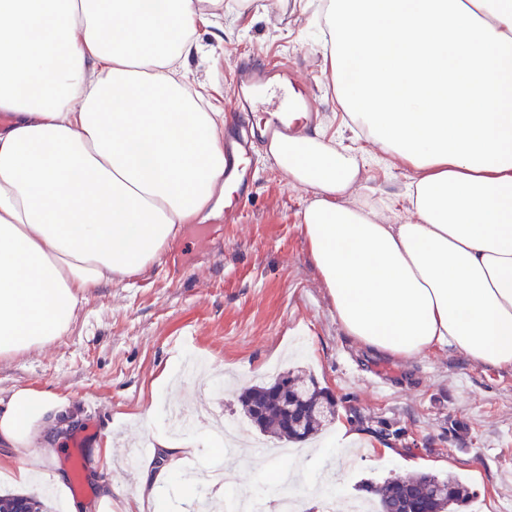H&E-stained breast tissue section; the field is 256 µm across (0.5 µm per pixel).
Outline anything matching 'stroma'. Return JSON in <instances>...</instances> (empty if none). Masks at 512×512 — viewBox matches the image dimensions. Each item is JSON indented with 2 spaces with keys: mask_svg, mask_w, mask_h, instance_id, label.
I'll return each instance as SVG.
<instances>
[{
  "mask_svg": "<svg viewBox=\"0 0 512 512\" xmlns=\"http://www.w3.org/2000/svg\"><path fill=\"white\" fill-rule=\"evenodd\" d=\"M239 2L224 0L223 41L211 28L198 31L204 52L189 63L211 109L239 121L236 68L280 58L316 95L310 127L358 146L321 71L319 0H282L270 13L266 0H251L244 11ZM252 164V192L238 212L183 225L143 273L85 293L70 330L52 347L0 360V396L19 387L51 393L66 427L64 449L42 461L31 483L0 475V492L40 495L52 512H67L70 497L56 481L68 478L65 462L76 448L87 490L72 498L85 512H98L94 461L108 440L118 490L112 512H124L141 478L126 455L140 446L141 465L154 463L153 435L168 426L166 405L190 413V431L213 427L219 414L248 445L274 448L277 440L261 438L243 417L238 390L299 370L337 404L296 484L301 512L319 502L311 483L318 476L331 477L330 491L342 500L363 482L421 473H450L470 488L474 497L458 512H512V368L479 366L449 349L397 362L360 348L336 321L297 221L310 193L292 186L263 151H254ZM407 180V171L369 162L348 201L388 208L390 223H405ZM164 372L171 389L153 393ZM342 424L358 432L356 449L338 446ZM191 463L198 474L221 469L236 494L264 499L272 470L289 466L269 456L245 466L238 455L209 447L197 448Z\"/></svg>",
  "mask_w": 512,
  "mask_h": 512,
  "instance_id": "35a3bbf8",
  "label": "stroma"
}]
</instances>
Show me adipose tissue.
<instances>
[{"label": "adipose tissue", "mask_w": 512, "mask_h": 512, "mask_svg": "<svg viewBox=\"0 0 512 512\" xmlns=\"http://www.w3.org/2000/svg\"><path fill=\"white\" fill-rule=\"evenodd\" d=\"M222 0H0V359L65 334L79 296L137 275L223 204L224 115L187 90ZM322 73L354 133L410 172L412 221L347 203L365 149L296 126L265 149L312 198L298 215L347 336L411 361L450 348L512 367V0H323ZM60 404L0 397V470L32 481ZM209 435L172 439L147 512Z\"/></svg>", "instance_id": "adipose-tissue-1"}]
</instances>
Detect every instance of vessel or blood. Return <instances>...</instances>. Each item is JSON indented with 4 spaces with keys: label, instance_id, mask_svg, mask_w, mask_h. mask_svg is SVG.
Here are the masks:
<instances>
[{
    "label": "vessel or blood",
    "instance_id": "vessel-or-blood-1",
    "mask_svg": "<svg viewBox=\"0 0 512 512\" xmlns=\"http://www.w3.org/2000/svg\"><path fill=\"white\" fill-rule=\"evenodd\" d=\"M296 81V76L285 63L275 67L256 64H243L238 67L236 111H253L258 107L261 96L270 91L275 92L276 98L272 104L267 105L261 123L247 122L244 127L229 132L224 140V174L236 182V189L232 193L233 202H240L248 188L246 160L250 157L254 144H268L288 134L285 112L315 110L317 102L312 96H289L288 89Z\"/></svg>",
    "mask_w": 512,
    "mask_h": 512
}]
</instances>
